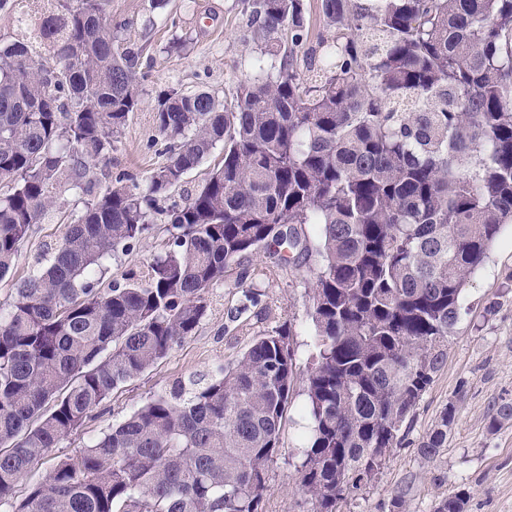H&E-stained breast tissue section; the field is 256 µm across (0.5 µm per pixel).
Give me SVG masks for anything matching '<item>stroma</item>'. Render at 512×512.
Instances as JSON below:
<instances>
[{"instance_id":"1","label":"stroma","mask_w":512,"mask_h":512,"mask_svg":"<svg viewBox=\"0 0 512 512\" xmlns=\"http://www.w3.org/2000/svg\"><path fill=\"white\" fill-rule=\"evenodd\" d=\"M106 12L113 33L141 52V105L102 169L141 182L161 160L154 123L157 94L172 86L233 94L252 71L257 42L243 0H168L162 8L151 0H108ZM60 202L59 210L37 224L14 269L0 280V302L29 275L37 258L61 242L71 214L82 207L78 195L68 190ZM167 238L165 225L156 224L136 250L105 261L102 284L143 269ZM319 264L313 252L299 265L279 268L258 252L225 272L207 293V313L194 336L115 389L93 419L60 442L57 455H75L175 381L217 373L238 358L252 337L285 323L293 332L300 378L282 421V452L269 470L264 512H311L296 468L310 431L303 377L312 363L310 285ZM247 289L256 293L258 303L244 311L240 305ZM503 403H512V224L503 226L488 259L470 276L445 363L403 427L388 465L372 484L342 502L339 512H390L392 498L407 483L414 490L405 512H433L435 501L461 488L470 493L467 512H512V421L489 427L493 407ZM450 404L456 418L448 446L436 459H425L419 446Z\"/></svg>"}]
</instances>
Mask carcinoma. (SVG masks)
Instances as JSON below:
<instances>
[{
	"mask_svg": "<svg viewBox=\"0 0 512 512\" xmlns=\"http://www.w3.org/2000/svg\"><path fill=\"white\" fill-rule=\"evenodd\" d=\"M258 43L230 101L162 91L145 187L101 162L139 109V51L98 33L105 0H43L0 44V280L69 187L88 196L52 262L0 306V505L14 512H264L297 381L292 332L179 380L18 497L20 481L112 392L194 335L224 272L309 255L316 352L297 467L313 512L376 479L447 357L467 279L512 224V0H246ZM192 197L186 173L217 144ZM164 254L103 288L102 259L157 221ZM453 404L420 444L448 447ZM465 489L433 512H466ZM318 0H305V19L309 31L306 47H317L321 38L327 39L331 33L324 27L318 10ZM222 156V147L218 145L200 167L185 176L175 196L176 200H180V197L186 198L194 196L205 182L208 173L221 162Z\"/></svg>",
	"mask_w": 512,
	"mask_h": 512,
	"instance_id": "carcinoma-1",
	"label": "carcinoma"
}]
</instances>
